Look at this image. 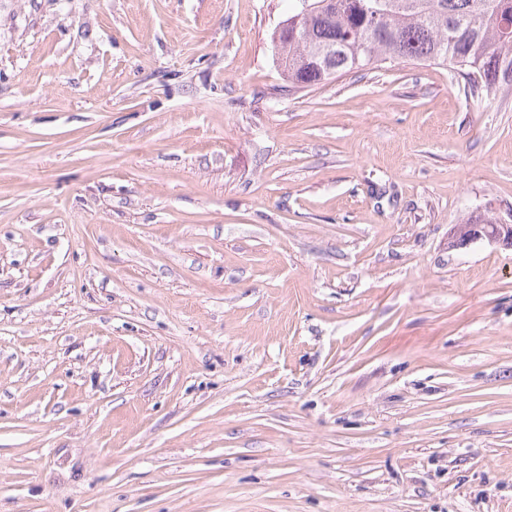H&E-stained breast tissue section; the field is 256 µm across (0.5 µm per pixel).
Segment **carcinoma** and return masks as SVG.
<instances>
[{
	"mask_svg": "<svg viewBox=\"0 0 512 512\" xmlns=\"http://www.w3.org/2000/svg\"><path fill=\"white\" fill-rule=\"evenodd\" d=\"M512 0H336L298 37L276 35L293 88L387 61H424L479 76L470 95L512 89Z\"/></svg>",
	"mask_w": 512,
	"mask_h": 512,
	"instance_id": "carcinoma-1",
	"label": "carcinoma"
}]
</instances>
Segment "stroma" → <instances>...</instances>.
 Returning <instances> with one entry per match:
<instances>
[{"mask_svg": "<svg viewBox=\"0 0 512 512\" xmlns=\"http://www.w3.org/2000/svg\"><path fill=\"white\" fill-rule=\"evenodd\" d=\"M299 7L0 0V512H512V91ZM472 219L471 223L466 221L453 228L448 242L450 247L462 248L474 241L486 239L491 243L512 249V213L508 220L496 218L488 221L482 216H474Z\"/></svg>", "mask_w": 512, "mask_h": 512, "instance_id": "obj_1", "label": "stroma"}]
</instances>
